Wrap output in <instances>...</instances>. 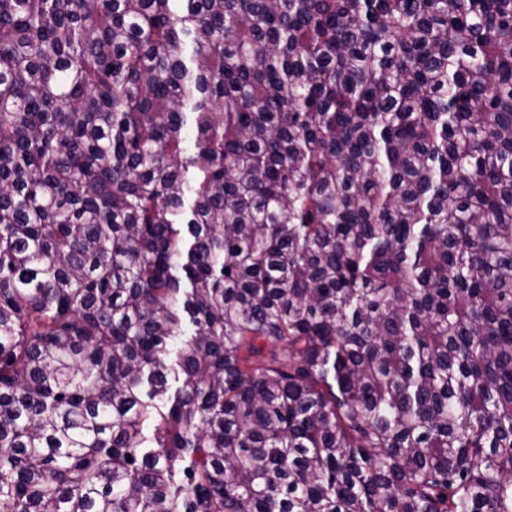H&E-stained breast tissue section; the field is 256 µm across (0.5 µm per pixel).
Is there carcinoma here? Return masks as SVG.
Masks as SVG:
<instances>
[{
  "mask_svg": "<svg viewBox=\"0 0 512 512\" xmlns=\"http://www.w3.org/2000/svg\"><path fill=\"white\" fill-rule=\"evenodd\" d=\"M0 512H512V0H0Z\"/></svg>",
  "mask_w": 512,
  "mask_h": 512,
  "instance_id": "carcinoma-1",
  "label": "carcinoma"
}]
</instances>
